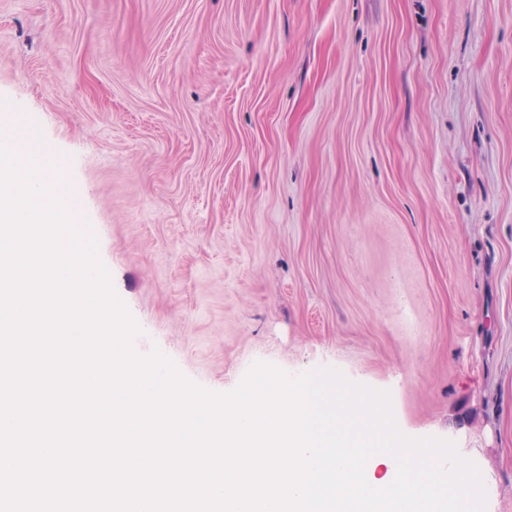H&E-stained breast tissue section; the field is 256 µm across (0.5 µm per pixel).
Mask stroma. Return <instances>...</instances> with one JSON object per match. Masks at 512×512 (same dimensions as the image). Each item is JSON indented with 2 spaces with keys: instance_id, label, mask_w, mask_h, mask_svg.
<instances>
[{
  "instance_id": "obj_1",
  "label": "stroma",
  "mask_w": 512,
  "mask_h": 512,
  "mask_svg": "<svg viewBox=\"0 0 512 512\" xmlns=\"http://www.w3.org/2000/svg\"><path fill=\"white\" fill-rule=\"evenodd\" d=\"M189 381L390 392L512 512V0H0V110Z\"/></svg>"
}]
</instances>
